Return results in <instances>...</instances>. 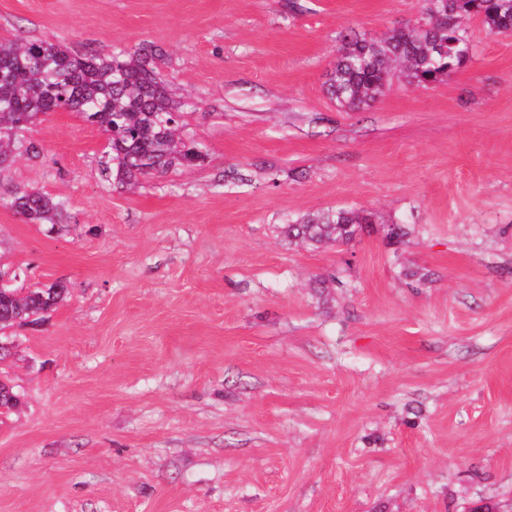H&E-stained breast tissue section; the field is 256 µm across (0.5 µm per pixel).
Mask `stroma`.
<instances>
[{
  "instance_id": "35a3bbf8",
  "label": "stroma",
  "mask_w": 512,
  "mask_h": 512,
  "mask_svg": "<svg viewBox=\"0 0 512 512\" xmlns=\"http://www.w3.org/2000/svg\"><path fill=\"white\" fill-rule=\"evenodd\" d=\"M423 0H0V40L141 43L205 158L104 182L102 130L30 126L0 194V261L69 294L16 329L0 377V512H463L512 505V36L462 17L472 58L347 111L343 35ZM367 211L347 245H291L307 213ZM405 225L388 244L386 224ZM3 203L28 224H60L68 212L65 199L41 191L15 190Z\"/></svg>"
}]
</instances>
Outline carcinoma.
<instances>
[{
    "label": "carcinoma",
    "instance_id": "obj_1",
    "mask_svg": "<svg viewBox=\"0 0 512 512\" xmlns=\"http://www.w3.org/2000/svg\"><path fill=\"white\" fill-rule=\"evenodd\" d=\"M479 17L490 34L512 33V0H425L421 21L391 31L380 40L357 35L343 39L326 81L336 103L355 111L377 99L388 79L400 72L407 82H435L462 66L473 45L457 18ZM160 49L141 43L121 55L77 54L51 39L0 42V169L14 160L24 132L47 112H77L108 137L105 181L120 187L139 178L167 173L200 156L176 140L181 103L159 76ZM27 224H60L68 202L41 191L15 190L3 200ZM364 210L306 214L278 225L288 242L318 246L347 245L364 224ZM54 296L41 288L26 293L0 288V319L35 318L64 300L67 287Z\"/></svg>",
    "mask_w": 512,
    "mask_h": 512
}]
</instances>
